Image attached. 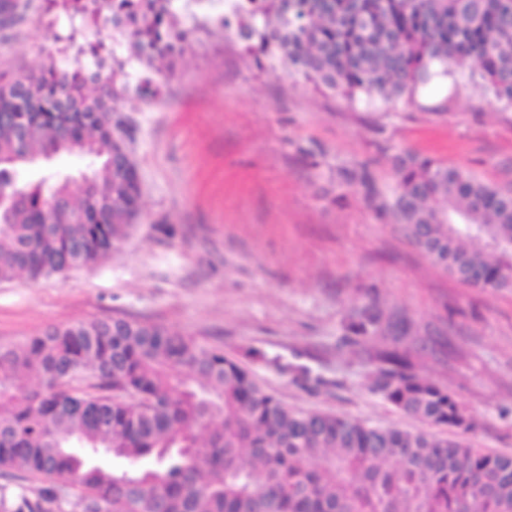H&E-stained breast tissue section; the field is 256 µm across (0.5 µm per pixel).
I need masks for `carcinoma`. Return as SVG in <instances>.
<instances>
[{
	"label": "carcinoma",
	"instance_id": "obj_1",
	"mask_svg": "<svg viewBox=\"0 0 512 512\" xmlns=\"http://www.w3.org/2000/svg\"><path fill=\"white\" fill-rule=\"evenodd\" d=\"M87 21V63L0 71V280L92 268L141 216L142 181L121 102L153 99L197 29L232 33L260 69L390 108L460 70L512 107V0H224L181 26L182 0H62ZM123 43L148 75L132 84ZM64 154L79 176L47 167ZM394 222L434 264L482 290L512 289V191L406 152L393 164ZM373 304L345 325L377 332ZM369 388L453 437L293 411L220 348L125 318L51 326L0 346V469L60 479L0 512H512V456L456 438L475 427L454 393L406 350L377 352ZM23 377L37 384L24 388ZM134 392L147 410L127 399Z\"/></svg>",
	"mask_w": 512,
	"mask_h": 512
}]
</instances>
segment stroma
<instances>
[{
    "label": "stroma",
    "mask_w": 512,
    "mask_h": 512,
    "mask_svg": "<svg viewBox=\"0 0 512 512\" xmlns=\"http://www.w3.org/2000/svg\"><path fill=\"white\" fill-rule=\"evenodd\" d=\"M15 27L0 37V68L31 70L58 54L71 22L31 0ZM173 66L156 101L123 102L144 184L126 246L93 268L0 283V345L51 325L148 321L223 348L288 408L445 435L370 390L375 352L392 339L352 345L344 326L374 301L407 320L415 369L476 417L466 442L512 455V289L463 284L381 210L391 159L406 150L512 189V108L478 99L461 76L393 109L351 103L258 71L225 32L196 33ZM364 167L378 197L353 179Z\"/></svg>",
    "instance_id": "stroma-1"
}]
</instances>
